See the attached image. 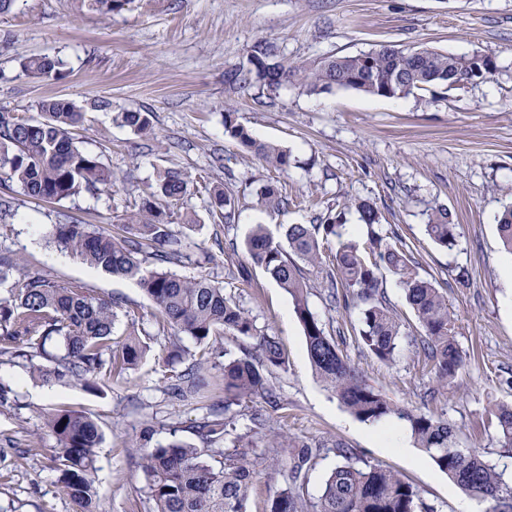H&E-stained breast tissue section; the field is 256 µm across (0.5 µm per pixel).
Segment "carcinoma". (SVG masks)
<instances>
[{
    "label": "carcinoma",
    "instance_id": "cac0c4a2",
    "mask_svg": "<svg viewBox=\"0 0 512 512\" xmlns=\"http://www.w3.org/2000/svg\"><path fill=\"white\" fill-rule=\"evenodd\" d=\"M271 48L259 42L252 47L249 62L254 69L227 74L232 90L244 92L258 80L270 90L296 83L307 90L354 89L367 94L395 97L443 85L463 88L479 80L481 72L495 70L487 55H454L431 49H394L382 46L353 56H327L320 60L269 65ZM23 70L37 78L57 75V62L34 57L22 63ZM40 119L19 118L0 112V186H19L27 195L44 200L74 199L84 192L112 187V170L97 154L81 148L72 130L82 124L84 112L73 102L50 99L38 104ZM121 123L139 134L152 130L150 113H118ZM224 131L264 162L288 169L290 153L276 145L257 141L224 113ZM184 173L165 169L138 209L128 213L118 231L106 235L88 224H56L51 242L92 268L136 281L152 300L166 335V362L182 368L171 375L170 390L184 402H201L213 392H224V406L211 408L190 426L198 443L179 439L167 445H151L153 429L139 435L143 448L144 493L149 512H245L244 504L261 471L289 466L292 481L274 492L263 512H434L418 491L397 474L362 460L351 448L336 446L340 463L324 479L319 493L311 495L302 471L311 468L321 449L276 431L269 418L252 414L253 428L239 433L232 406L244 398L260 396L277 404L269 376L287 368V359L275 337L257 330L248 311L224 293V287L200 276L185 278L170 269L188 259L182 240L171 228L168 204L188 192ZM260 205L279 211L289 205L277 187L265 185L258 194ZM362 221L370 229L369 245L360 248L343 239V225L288 224L283 239H274L256 226L245 241L252 262L287 292L302 325L306 353L316 375L359 420L378 422L396 417L406 422L416 445L438 469L453 478L467 493L491 503L489 512H502L512 503V482L506 469L484 458L477 450L461 448L457 429L448 421L421 411L397 408L379 390L369 385L342 355L332 336L311 312L304 270L327 264L338 279L330 281L329 297L344 306L354 302L361 318L356 339L384 362H391L404 336L383 290L380 271L398 276L405 298L424 330L422 349L439 386L448 384L464 366L465 354L458 346L447 298L429 280L418 275L412 249L407 244L383 243L375 231L379 213L368 201L356 203ZM209 212L226 224L234 219L235 202L224 189L210 194ZM428 236L439 246H457V225L448 210L429 216ZM503 247L512 254V209L498 221ZM338 240L336 251L323 260L320 239ZM224 256V279L232 285L247 278L238 246L214 239ZM155 264L149 269L147 263ZM20 260L0 256V285L12 282L9 296L0 298V357L49 358V364L30 363V377L46 384L74 382L88 391L112 387V380L137 366L147 352L131 320L126 341L112 346V329L122 308L119 299L100 296L80 283L60 284L42 273H23L13 278ZM208 344L218 336H244L255 341L256 354L224 360L220 377L208 375L201 361L185 362L182 336ZM57 352L50 354L46 344ZM497 440L505 456L512 455V406L497 405L491 412ZM48 432L55 437L61 462L62 492L78 505L77 512H98L94 491L97 448L103 440L99 424L71 408L56 409L46 416ZM266 440L267 454L250 453L255 438Z\"/></svg>",
    "mask_w": 512,
    "mask_h": 512
}]
</instances>
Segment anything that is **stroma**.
<instances>
[{"instance_id":"1","label":"stroma","mask_w":512,"mask_h":512,"mask_svg":"<svg viewBox=\"0 0 512 512\" xmlns=\"http://www.w3.org/2000/svg\"><path fill=\"white\" fill-rule=\"evenodd\" d=\"M261 40L274 44V59L282 63L356 55L384 44L488 55L496 69L461 89L433 86L394 98L290 84L272 91L260 82L243 93L231 90L227 73L248 67ZM33 56L58 60L60 77L26 75L21 64ZM52 98L83 107L84 123L73 136L111 168L112 187L53 203L15 191L13 212L0 222V251L21 257L23 270L123 298L139 316L150 350L124 380L99 393L74 383L45 385L30 377L25 360L0 359V384L10 389L0 403V512H75L60 490L56 440L44 425L53 409L81 410L103 430L94 482L99 512H130L143 484L142 427L152 426L154 442L164 444L169 424L179 422L181 438H193L188 424L200 411L170 393L151 300L133 280L89 268L49 241L54 225L73 221L112 232L141 203L161 167L182 170L191 181L189 193L171 207L172 227L189 256L176 271L219 285L224 267L206 258L214 236L241 243L262 224L278 238L284 225L330 217L359 225L354 239L362 244L368 231L355 204L374 203L388 242L410 245L418 274L447 296L466 354L463 368L437 388L415 342L423 330L391 272H383V283L405 334L394 361H380L358 345L359 309L330 306L328 279L318 269L309 275V307L326 332L338 336L344 357L392 403L448 420L460 447L498 460L488 412L512 403V288L502 278L508 256L497 232L502 213L512 208V0H131L110 13L92 9L89 0H14L0 14V112L34 118L38 103ZM101 99L109 108L98 107ZM127 110L150 113L152 133L123 126L116 115ZM228 111L256 139L289 150L288 170L266 164L225 134ZM267 184L288 196L287 210L259 205L257 194ZM213 185L235 198L236 216L221 228L208 214ZM439 206L457 226L451 250L425 233ZM187 214L194 226L185 225ZM248 270L249 281L233 284L231 293L288 358L287 369L272 378L282 406L270 416L288 435L323 448L308 472L310 494L335 467L340 444L400 475L436 512H461L467 495L448 474L430 457L418 465L409 459L415 443L404 421H360L327 389L308 361L291 297L262 268ZM462 271L463 282L457 279ZM387 427L404 450L382 447L378 432Z\"/></svg>"}]
</instances>
